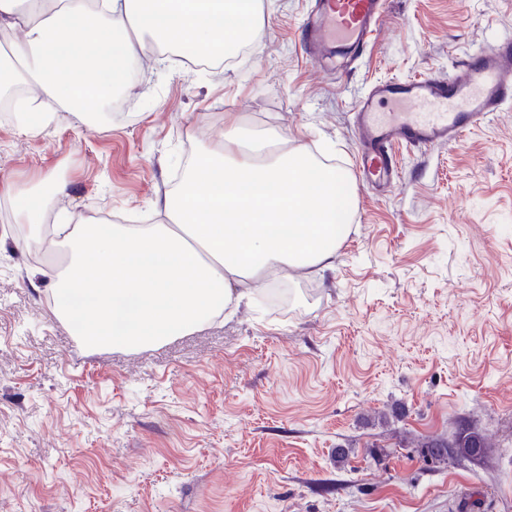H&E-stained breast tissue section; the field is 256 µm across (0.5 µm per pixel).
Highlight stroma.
I'll return each mask as SVG.
<instances>
[{
    "instance_id": "obj_1",
    "label": "stroma",
    "mask_w": 512,
    "mask_h": 512,
    "mask_svg": "<svg viewBox=\"0 0 512 512\" xmlns=\"http://www.w3.org/2000/svg\"><path fill=\"white\" fill-rule=\"evenodd\" d=\"M314 0H263L230 65L139 64L111 120L42 133L0 113V184L52 175L50 211L151 224L234 113L332 159L353 190L332 270L139 350L89 348L54 310L50 255L17 247L0 199V512H512V103L458 144H394L365 185L353 112L375 84L462 73L512 37V0H385L361 49L307 56ZM490 448H414L461 427ZM348 449L345 462L337 449Z\"/></svg>"
}]
</instances>
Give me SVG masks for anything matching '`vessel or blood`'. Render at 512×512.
I'll list each match as a JSON object with an SVG mask.
<instances>
[{
    "mask_svg": "<svg viewBox=\"0 0 512 512\" xmlns=\"http://www.w3.org/2000/svg\"><path fill=\"white\" fill-rule=\"evenodd\" d=\"M384 0H317L306 26V43L361 46L383 13ZM512 101V39L491 45L471 58L463 78L426 77L373 86L354 113L356 166L365 183L395 187L389 149L401 142L418 148L462 141L474 126Z\"/></svg>",
    "mask_w": 512,
    "mask_h": 512,
    "instance_id": "vessel-or-blood-1",
    "label": "vessel or blood"
}]
</instances>
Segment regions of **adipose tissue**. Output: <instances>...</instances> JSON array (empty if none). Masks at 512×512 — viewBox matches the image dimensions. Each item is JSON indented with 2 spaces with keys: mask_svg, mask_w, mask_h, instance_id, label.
<instances>
[{
  "mask_svg": "<svg viewBox=\"0 0 512 512\" xmlns=\"http://www.w3.org/2000/svg\"><path fill=\"white\" fill-rule=\"evenodd\" d=\"M261 27V0H234L229 9L224 0H30L25 10L20 0H0V30L9 34L0 86L21 82L41 107L98 122L142 56L220 61ZM59 189L48 176L0 193L31 229L22 249L68 258L43 271L56 315L94 346L127 349L211 322L272 274L333 266L351 193L341 171L304 145L252 140L231 115L187 164L179 188L156 201L161 223L90 224L70 214L52 225L31 201Z\"/></svg>",
  "mask_w": 512,
  "mask_h": 512,
  "instance_id": "obj_1",
  "label": "adipose tissue"
}]
</instances>
